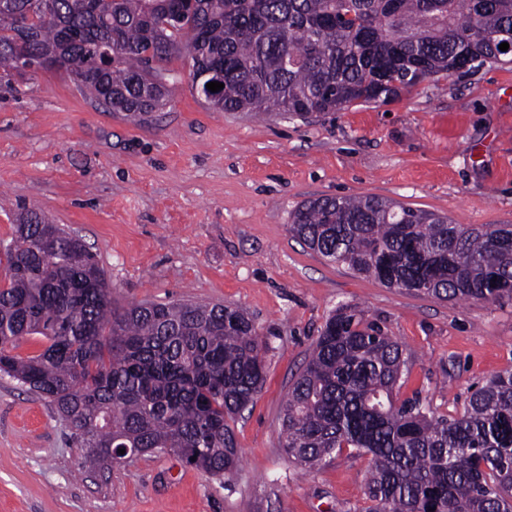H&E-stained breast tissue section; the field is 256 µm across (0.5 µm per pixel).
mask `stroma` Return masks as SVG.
<instances>
[{"label": "stroma", "instance_id": "obj_1", "mask_svg": "<svg viewBox=\"0 0 512 512\" xmlns=\"http://www.w3.org/2000/svg\"><path fill=\"white\" fill-rule=\"evenodd\" d=\"M168 105L136 121L61 71L0 87V242L20 207L95 254L116 305L221 303L268 343L265 383L235 425L241 464L216 480L163 452L91 463L49 402L0 375V512H357L370 457L347 448L305 471L281 410L327 318L351 306L397 340L400 399L462 412L512 368V300H439L328 262L288 232L318 197L373 196L456 224H512V64L427 80L389 103L303 121L217 112L189 60Z\"/></svg>", "mask_w": 512, "mask_h": 512}]
</instances>
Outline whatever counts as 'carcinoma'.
Wrapping results in <instances>:
<instances>
[{
    "label": "carcinoma",
    "mask_w": 512,
    "mask_h": 512,
    "mask_svg": "<svg viewBox=\"0 0 512 512\" xmlns=\"http://www.w3.org/2000/svg\"><path fill=\"white\" fill-rule=\"evenodd\" d=\"M31 31V0H0V84L20 57L59 54L77 87L141 118L174 81L149 59L187 51L191 88L224 84L220 112L303 120L388 102L419 83L479 66L512 37V0H54ZM0 251V372L47 399L91 460L160 450L209 475L233 473L234 424L263 384L267 342L222 304L121 308L81 238L34 208ZM288 232L332 263L388 288L442 300H512V224H453L377 197H319ZM48 345L11 354L24 336ZM403 349L341 307L325 323L282 411L288 459L314 468L345 448L371 456L362 512H512V369L463 412L398 400Z\"/></svg>",
    "instance_id": "1"
}]
</instances>
